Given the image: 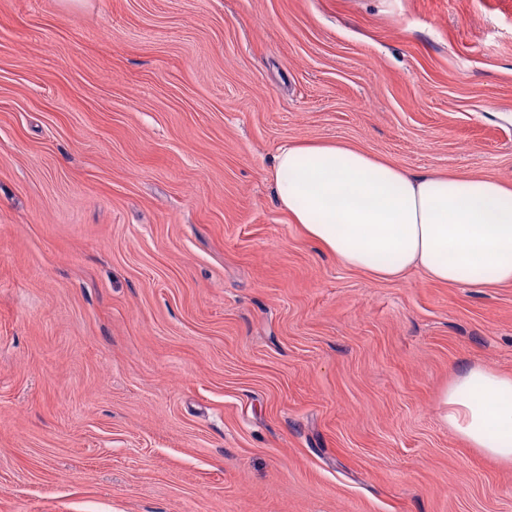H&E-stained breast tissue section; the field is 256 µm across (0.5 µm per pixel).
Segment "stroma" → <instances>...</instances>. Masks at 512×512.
<instances>
[{
    "label": "stroma",
    "instance_id": "35a3bbf8",
    "mask_svg": "<svg viewBox=\"0 0 512 512\" xmlns=\"http://www.w3.org/2000/svg\"><path fill=\"white\" fill-rule=\"evenodd\" d=\"M336 140L512 184V0H0V512H512L439 410L512 284L308 239Z\"/></svg>",
    "mask_w": 512,
    "mask_h": 512
}]
</instances>
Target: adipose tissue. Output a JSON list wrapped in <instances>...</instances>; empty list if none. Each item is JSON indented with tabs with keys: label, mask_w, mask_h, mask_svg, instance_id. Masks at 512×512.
<instances>
[{
	"label": "adipose tissue",
	"mask_w": 512,
	"mask_h": 512,
	"mask_svg": "<svg viewBox=\"0 0 512 512\" xmlns=\"http://www.w3.org/2000/svg\"><path fill=\"white\" fill-rule=\"evenodd\" d=\"M279 206L345 267L385 281L417 269L443 284H512V186L412 173L341 142L290 143L273 167ZM469 447L512 463V375L473 363L441 396Z\"/></svg>",
	"instance_id": "1"
}]
</instances>
